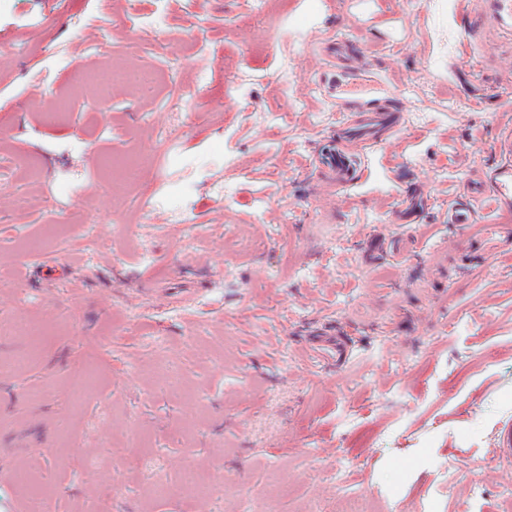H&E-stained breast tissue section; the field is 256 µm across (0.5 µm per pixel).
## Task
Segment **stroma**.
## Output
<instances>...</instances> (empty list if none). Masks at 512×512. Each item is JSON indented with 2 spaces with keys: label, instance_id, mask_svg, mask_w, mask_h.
<instances>
[{
  "label": "stroma",
  "instance_id": "35a3bbf8",
  "mask_svg": "<svg viewBox=\"0 0 512 512\" xmlns=\"http://www.w3.org/2000/svg\"><path fill=\"white\" fill-rule=\"evenodd\" d=\"M463 25L450 0H0V512H512V220L490 254L443 213L501 162L512 55L460 67ZM321 32L405 92L332 202ZM116 62L157 81L99 97ZM418 182L423 222L391 223ZM324 328L345 358L309 350Z\"/></svg>",
  "mask_w": 512,
  "mask_h": 512
}]
</instances>
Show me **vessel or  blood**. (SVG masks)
Listing matches in <instances>:
<instances>
[{"label": "vessel or blood", "mask_w": 512, "mask_h": 512, "mask_svg": "<svg viewBox=\"0 0 512 512\" xmlns=\"http://www.w3.org/2000/svg\"><path fill=\"white\" fill-rule=\"evenodd\" d=\"M454 9L468 19L462 35L465 45L473 48L496 42L512 48V0H454ZM314 45L318 50L350 57L354 76L368 77L374 72L372 53L358 41L320 36ZM313 83L319 91L335 97L337 111L345 116L314 151L322 189L330 196L362 177L370 149L402 129L401 96L381 86L357 96L346 95L337 91L336 73L330 69L319 70ZM494 149L502 157V164L470 178L466 191L451 197L446 208L449 223L484 224L485 241L491 251L498 244L497 227L485 223V216L494 210L512 211V128L496 139ZM427 204L425 190L415 187L392 209V223H418Z\"/></svg>", "instance_id": "1"}]
</instances>
